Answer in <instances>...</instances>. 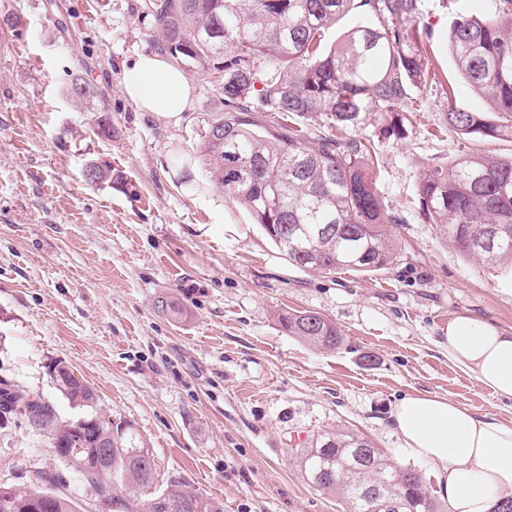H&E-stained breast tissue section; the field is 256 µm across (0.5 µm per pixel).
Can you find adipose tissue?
Here are the masks:
<instances>
[{"label": "adipose tissue", "instance_id": "1", "mask_svg": "<svg viewBox=\"0 0 512 512\" xmlns=\"http://www.w3.org/2000/svg\"><path fill=\"white\" fill-rule=\"evenodd\" d=\"M121 91L141 111L173 121L192 97L185 74L154 54L137 57ZM446 339L453 362L512 400V333L461 315L449 324ZM391 419L405 448L434 466L448 512H491L498 496L512 491V426L429 393L403 397Z\"/></svg>", "mask_w": 512, "mask_h": 512}]
</instances>
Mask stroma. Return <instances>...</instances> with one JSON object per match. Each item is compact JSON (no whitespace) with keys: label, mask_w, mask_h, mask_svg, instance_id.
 <instances>
[{"label":"stroma","mask_w":512,"mask_h":512,"mask_svg":"<svg viewBox=\"0 0 512 512\" xmlns=\"http://www.w3.org/2000/svg\"><path fill=\"white\" fill-rule=\"evenodd\" d=\"M458 0H421L432 82L411 100L404 138L364 113L350 138L370 143L377 187L402 216L397 257L378 272H308L288 263L243 205L217 188L196 147L219 95L193 81L180 121L140 111L125 69L152 52L143 0H0V379L83 416L49 368L67 364L97 391L98 414L131 425L153 454V490L177 476L224 512H342L312 488L295 450L336 430L357 434L422 474L437 512V475L390 426L403 397L429 393L512 425V401L448 355L458 315L512 332V268L464 258L413 202L421 172L469 153L512 157V139L448 127L449 107L487 101L448 48ZM105 94L112 124L68 95L75 79ZM111 168L91 183L88 165ZM181 313L162 311L159 300ZM314 311L340 329L328 351L280 326ZM62 476L78 512L97 503L24 419L0 427V485L20 491Z\"/></svg>","instance_id":"35a3bbf8"}]
</instances>
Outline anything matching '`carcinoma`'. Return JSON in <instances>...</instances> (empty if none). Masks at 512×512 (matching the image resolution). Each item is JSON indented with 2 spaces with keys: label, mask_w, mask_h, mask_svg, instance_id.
Masks as SVG:
<instances>
[{
  "label": "carcinoma",
  "mask_w": 512,
  "mask_h": 512,
  "mask_svg": "<svg viewBox=\"0 0 512 512\" xmlns=\"http://www.w3.org/2000/svg\"><path fill=\"white\" fill-rule=\"evenodd\" d=\"M419 0H144L153 20L154 49L178 69L208 84L224 72L221 107L212 112L197 153L216 187L236 197L288 261L311 272L377 271L394 262L396 243L385 225L399 218L384 204L368 174L369 150L332 130L358 124L362 113L390 118L384 134L405 135L403 112L425 86L427 68L419 27ZM351 11L364 21L331 46L325 33ZM459 73L483 94L492 113L451 109L448 126L463 137L512 139V0H496L491 14L460 13L449 31ZM265 57L283 62L262 76ZM261 88H256V84ZM70 95L103 112L101 94L77 79ZM325 125L315 126L316 117ZM418 210L444 228L448 241L474 260L512 264V158L467 154L451 167L420 175ZM282 328L307 343L335 349L336 324L317 312L284 311ZM55 385L73 405L94 408L96 392L74 373ZM22 417L44 435L56 457L78 472L107 503V512H224L223 504L168 480L162 492L140 499L155 481L154 457L130 427L108 417L86 428L64 420L50 401L0 383V426ZM109 442L108 461L96 466ZM303 474L315 489L336 496L343 512H435L418 471L404 467L367 439L327 433L297 449ZM0 512H77L76 504L46 489L0 486Z\"/></svg>",
  "instance_id": "obj_1"
}]
</instances>
